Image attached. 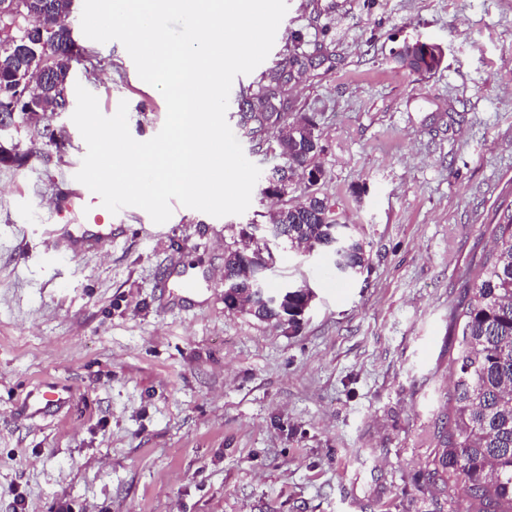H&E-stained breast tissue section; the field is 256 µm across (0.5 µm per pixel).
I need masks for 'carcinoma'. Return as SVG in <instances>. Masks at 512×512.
<instances>
[{
  "mask_svg": "<svg viewBox=\"0 0 512 512\" xmlns=\"http://www.w3.org/2000/svg\"><path fill=\"white\" fill-rule=\"evenodd\" d=\"M73 2L0 0V111L15 114L17 127L43 123L42 135L57 148L65 145L66 131L45 114L67 110L74 94L72 65L83 55L69 22ZM443 60L439 45L417 41L395 56L397 65L417 73H431ZM310 64L311 58L294 50L264 76L267 84L259 92L242 94L239 116L246 136L260 137L286 118L282 87ZM317 148L309 133L284 138L277 149L286 165L267 178L262 194L283 197L306 171H322ZM278 223L289 248L305 244L338 256L351 270L368 268L362 234L342 229L328 197L311 193L303 203L283 206ZM492 238V252L474 263L462 285L448 425L439 432V448L427 467L430 479L461 490L474 512H512V208L493 224ZM279 260V252L266 243L247 251L235 248L224 257V279L247 288L240 278L243 267L259 270L264 282ZM298 287L302 291L277 306L253 296L249 314L260 321L285 311L295 315L307 282Z\"/></svg>",
  "mask_w": 512,
  "mask_h": 512,
  "instance_id": "1",
  "label": "carcinoma"
}]
</instances>
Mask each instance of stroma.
<instances>
[{
  "label": "stroma",
  "mask_w": 512,
  "mask_h": 512,
  "mask_svg": "<svg viewBox=\"0 0 512 512\" xmlns=\"http://www.w3.org/2000/svg\"><path fill=\"white\" fill-rule=\"evenodd\" d=\"M274 46L240 94L292 48L319 66L288 83L289 116L316 124L315 189L357 225L369 267L282 252L316 300L295 329L224 304V254L280 202L253 190L220 218L173 204L164 224L71 196L87 151L35 128L0 138V512H450L427 461L448 421L454 317L472 261L512 203V0H287ZM416 40L439 70L397 67ZM73 77L101 113L128 103L138 141L166 103L124 46L87 37ZM108 224L98 251L63 255L64 229ZM193 281V293L170 290ZM69 388L61 413L29 418L35 385Z\"/></svg>",
  "instance_id": "1"
}]
</instances>
